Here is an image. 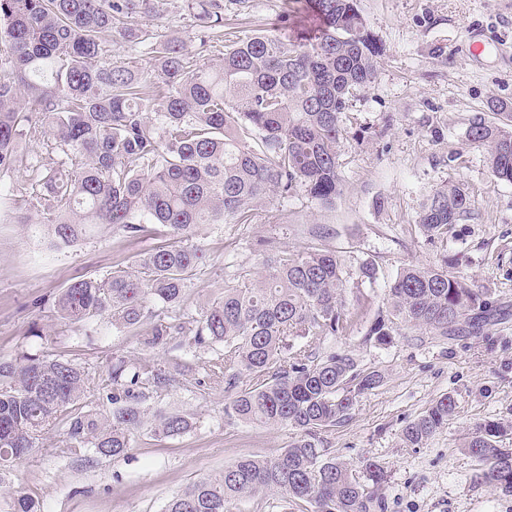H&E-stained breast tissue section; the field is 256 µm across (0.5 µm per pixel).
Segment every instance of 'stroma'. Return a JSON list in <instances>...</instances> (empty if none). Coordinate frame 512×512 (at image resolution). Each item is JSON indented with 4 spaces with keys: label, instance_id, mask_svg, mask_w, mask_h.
<instances>
[{
    "label": "stroma",
    "instance_id": "stroma-1",
    "mask_svg": "<svg viewBox=\"0 0 512 512\" xmlns=\"http://www.w3.org/2000/svg\"><path fill=\"white\" fill-rule=\"evenodd\" d=\"M360 6L385 52L374 81L344 118L343 194L330 207L304 195L272 198L266 205L275 218L271 224L243 227L229 220L200 227L194 239L202 251L200 272L184 307L170 316L190 321L223 297L224 280L234 271H259L264 257L255 239L272 237L301 251L312 242L311 228L332 229L325 245L347 272L357 274L371 262L378 281L348 335L326 340L323 348L383 371L385 381L362 396L345 423L323 431L326 448L346 463L371 459L384 467V512H512V496L478 482L480 464L464 448L477 425L512 424V184L494 180L485 148L466 138L475 114L494 121L500 110L512 113V0H361ZM158 9L159 17H136L133 26L163 28L197 64L217 61L206 33L179 0H159ZM283 21L293 31L313 27L299 0H250L243 11L230 2L224 6V36L231 40L275 30ZM473 38L486 44L484 54L469 53ZM18 153L22 163L0 177V361L25 351L81 363L89 372L86 401L94 407L113 353L171 365L183 351L176 339L148 346L103 321L67 324L54 301L74 281L134 266L159 239H129L101 224L73 246L48 249L28 225L5 219L31 187L32 159L46 156L41 143L26 139ZM449 180L464 183L475 206L458 224V239L448 243L456 258L448 271L488 289L504 310L501 320L480 336L409 328L389 346L364 344L382 290L400 268L440 262L416 220L428 192ZM208 358L199 353L191 370L154 402L193 413L189 432L160 439L144 428L133 434L127 457L88 463L61 453L65 427L57 425L42 435L32 456L0 471V512H9L11 497L20 492L39 500L42 512H161L177 493L219 476L239 458L281 452L294 430L225 416L235 391L202 385ZM444 394L456 401L453 419L425 444L404 446L402 428Z\"/></svg>",
    "mask_w": 512,
    "mask_h": 512
}]
</instances>
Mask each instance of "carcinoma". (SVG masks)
Instances as JSON below:
<instances>
[{"label":"carcinoma","instance_id":"obj_1","mask_svg":"<svg viewBox=\"0 0 512 512\" xmlns=\"http://www.w3.org/2000/svg\"><path fill=\"white\" fill-rule=\"evenodd\" d=\"M318 22L313 37L288 30L259 32L225 47L219 63L197 68L182 45L161 32L129 25L155 13L154 0H0V175L15 169L22 138L38 140L60 159L40 190L15 201L17 223L37 226L46 243L68 247L92 226L110 224L128 238L164 229L168 240L131 269L73 282L55 301L69 324L108 319L118 330H141L145 343L182 337L186 353L212 351L205 364L214 385H251L224 406L240 422L290 426L295 439L272 457H243L216 478L172 497L164 512H232L259 494L278 492L313 512L382 508L384 466L362 471L328 455L321 432L342 424L364 393L380 387V370H362L347 353L316 345L343 336L348 280L335 251L320 245L290 252L273 238L260 273L241 268L224 280V297L192 320L173 325L166 312L182 305L202 257L192 244L202 224L231 217L255 224L273 197L303 193L329 205L343 193L339 147L342 115L373 82L382 44L368 28L359 0H304ZM206 30L224 26V0H184ZM150 41V72L105 60L107 44ZM495 123L477 114L468 140L487 150L492 176L512 183V114ZM464 184L434 187L418 214L425 241L448 251V235L472 209ZM498 307L488 292L448 274L442 264H408L384 289L382 308L364 342L390 345L408 327L438 336L477 335ZM88 372L62 356L22 353L0 361V468L30 455L42 434L62 422L61 452L125 457L144 426L146 402L175 382L163 365L115 354L102 413L84 402ZM456 403L444 394L401 431L416 447L448 424ZM194 417L170 413L151 426L176 438ZM512 429L487 421L464 444L482 468L476 479L512 495V448L498 439ZM11 512H41L20 494Z\"/></svg>","mask_w":512,"mask_h":512}]
</instances>
